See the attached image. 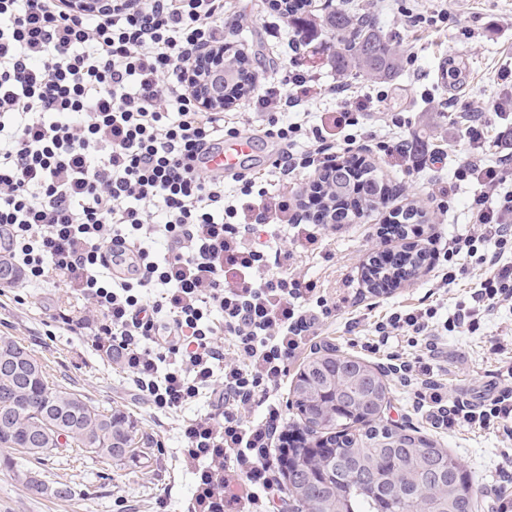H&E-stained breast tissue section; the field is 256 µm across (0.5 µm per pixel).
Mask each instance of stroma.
Masks as SVG:
<instances>
[{
    "instance_id": "1",
    "label": "stroma",
    "mask_w": 512,
    "mask_h": 512,
    "mask_svg": "<svg viewBox=\"0 0 512 512\" xmlns=\"http://www.w3.org/2000/svg\"><path fill=\"white\" fill-rule=\"evenodd\" d=\"M345 8L372 14L401 49L398 75L376 83L353 75L339 79L326 51L311 45L289 47L285 39L287 18L270 7V0H227L224 6V51L240 54L250 63L254 87H262L287 75L293 67L308 72L311 82L305 106L315 113L337 107L331 90L346 84L356 87L368 111L365 129L377 135L404 140L410 157L382 158L377 151L366 154L392 188L395 205H416L427 214L417 225L410 243L426 251L427 261L418 276L383 294H375L361 280L363 267L389 243L378 228L389 214L386 206L365 211L354 223L336 227L319 225L330 245L332 259L302 254L297 270L319 281L337 310L325 320L320 336L290 365L277 397L288 423L299 420L293 406V386L304 363L321 354L362 357L360 342L386 311L434 298L454 309L474 282L483 276L478 267L448 287L433 289L442 273L444 246L453 235L469 231L468 206L474 196L470 182H454L460 163L472 159L473 148L459 115L474 107L486 111L488 137L512 125V114L496 115L494 99L512 93V84L501 80V72L512 68V0H343ZM447 8L445 22L431 23L440 8ZM424 14L426 23L411 28L406 10ZM456 66L458 77L448 78V66ZM437 163H429L430 155ZM453 187L448 212H441V190ZM84 312L86 305L54 278L29 288L0 287V338L16 341L39 359L50 382L81 394L91 406L123 412L134 422L141 453L120 467L108 468L90 454L69 451L35 459L22 451L0 448V512H154L158 499H165L168 512H204L202 488L196 467L182 454L180 425L183 420L212 411L210 400L187 405L168 414L149 408L133 397L124 373L110 354L98 349L91 337L78 336L57 322L60 308ZM444 354L439 376L448 382L449 397L477 404L498 386L497 370L505 354H512V310L502 308L483 313L476 333L455 332L443 338ZM384 417L394 424H408L461 463L475 484V512H494L500 492L512 485L497 486V468L512 441L500 434L469 428L443 433L430 426L425 413L416 410L410 388L392 383L390 405ZM37 471L48 483L68 482L74 496L61 501L28 487L17 477L23 470Z\"/></svg>"
}]
</instances>
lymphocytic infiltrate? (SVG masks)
Segmentation results:
<instances>
[{"mask_svg":"<svg viewBox=\"0 0 512 512\" xmlns=\"http://www.w3.org/2000/svg\"><path fill=\"white\" fill-rule=\"evenodd\" d=\"M223 43L224 0H112L107 18L74 13L67 0H0V255L18 287L56 276L75 288L89 309L60 319L115 352L151 407L177 413L214 399L216 411L182 427L190 459L251 487L247 512H274L286 420L274 393L334 307L291 269L296 250H320L322 240L296 222L287 194L268 196L257 171L228 194L223 178L195 165L204 141L239 132L190 90L196 50ZM309 80L291 70L255 100L269 116L265 136L286 147L273 165L284 186L362 149L351 132L361 119L349 107L353 90L338 87L337 110L313 125ZM464 122L474 150L493 158L455 172L477 186L469 211L480 231L449 239L441 281H455L461 255L489 273L449 316L434 303L392 309L362 348L375 354L398 337L416 348L392 372L433 427L511 438V356L499 368L502 388L479 405L449 403L434 373L439 335L476 332L481 313L512 305V191L502 188L512 130L492 142L480 116ZM117 246L134 254L120 281L107 259ZM253 406L263 410L255 423L243 415Z\"/></svg>","mask_w":512,"mask_h":512,"instance_id":"lymphocytic-infiltrate-1","label":"lymphocytic infiltrate"}]
</instances>
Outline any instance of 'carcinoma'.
<instances>
[{"label":"carcinoma","instance_id":"carcinoma-1","mask_svg":"<svg viewBox=\"0 0 512 512\" xmlns=\"http://www.w3.org/2000/svg\"><path fill=\"white\" fill-rule=\"evenodd\" d=\"M281 0L288 21L312 42L319 30L331 32L330 62L336 72H352L388 80L398 67V45L379 30L373 19L357 17L334 6L317 17ZM230 75L224 97L238 100L249 93V63L243 57L226 60ZM317 200L319 224H351L360 210L389 198L391 189L371 164L351 169L344 163L318 176L310 186ZM425 213L410 206L393 222L403 236ZM425 261L424 252L404 253L383 267L375 283L381 290L412 280ZM6 354L17 359L0 369V448H24L40 459L45 449L61 445L79 448L106 467L126 459L122 441L134 426L121 413L101 411L82 395L49 383L38 358L7 342ZM303 417L298 445L284 454L288 493L294 512H445L461 503L474 507L473 486L461 463L447 449L382 418L389 402L384 374L359 358L342 354L310 358L293 388Z\"/></svg>","mask_w":512,"mask_h":512}]
</instances>
